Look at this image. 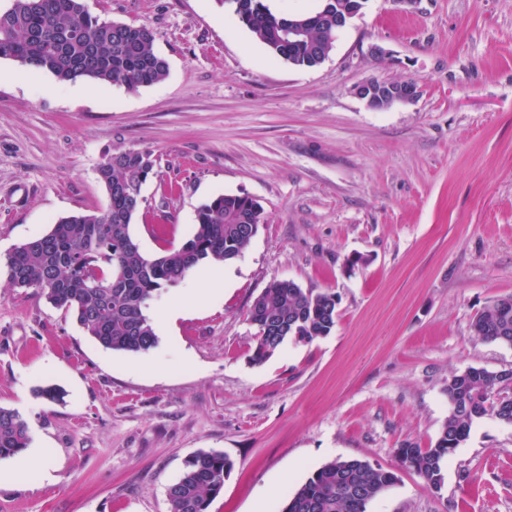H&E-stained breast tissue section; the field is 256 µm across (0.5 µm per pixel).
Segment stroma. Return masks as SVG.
I'll use <instances>...</instances> for the list:
<instances>
[{"mask_svg": "<svg viewBox=\"0 0 512 512\" xmlns=\"http://www.w3.org/2000/svg\"><path fill=\"white\" fill-rule=\"evenodd\" d=\"M83 3L151 27L168 74L130 92L0 60V256L104 209L96 169L120 150L155 161L131 226L144 255L183 243L219 195L251 197L264 222L221 298L184 299L187 277L154 295L144 353L0 278V407L51 473L1 482L0 512H169L200 451L233 463L208 512L260 497L279 512L337 458L396 473L367 512H512L510 424L474 423L437 492L395 454L434 444L450 374L512 368V346L471 331L512 295V0H367L314 68L272 58L222 0ZM367 80L419 95L374 111L353 93ZM275 279L332 289L338 317L257 364L248 310ZM49 384L63 401L36 396Z\"/></svg>", "mask_w": 512, "mask_h": 512, "instance_id": "stroma-1", "label": "stroma"}]
</instances>
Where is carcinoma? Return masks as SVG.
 <instances>
[{
	"label": "carcinoma",
	"instance_id": "carcinoma-1",
	"mask_svg": "<svg viewBox=\"0 0 512 512\" xmlns=\"http://www.w3.org/2000/svg\"><path fill=\"white\" fill-rule=\"evenodd\" d=\"M238 21L269 54L295 66L323 61L336 38V11L321 13L300 44L288 41L285 20L264 0H227ZM154 31L145 25L105 21L82 0H12L0 10V59L49 73L61 82L91 79L130 91L156 83L168 73L154 52ZM154 160L146 151L126 150L106 157L97 168L108 204L100 212L63 217L50 230L10 250L3 273L14 288H35L50 303L73 314L77 323L106 349L146 352L158 343L148 301L164 286L211 260L230 262L262 223L258 204L248 196L220 195L196 212L194 234L179 247L148 258L130 227L141 207L143 186ZM337 299L329 289L303 288L290 281L270 285L254 300L248 319L261 330L252 361L269 358L284 341L308 344L336 325ZM474 335L512 345V296L494 301L472 320ZM512 369L470 367L448 377L449 414L434 445L396 449L399 462L441 489L445 459L472 425L491 415L512 424ZM27 420L0 407V458L30 443ZM233 467L222 452L195 453L167 490L169 512H207ZM393 471L357 458H337L317 469L288 498L281 512H366L367 504L393 485Z\"/></svg>",
	"mask_w": 512,
	"mask_h": 512
}]
</instances>
